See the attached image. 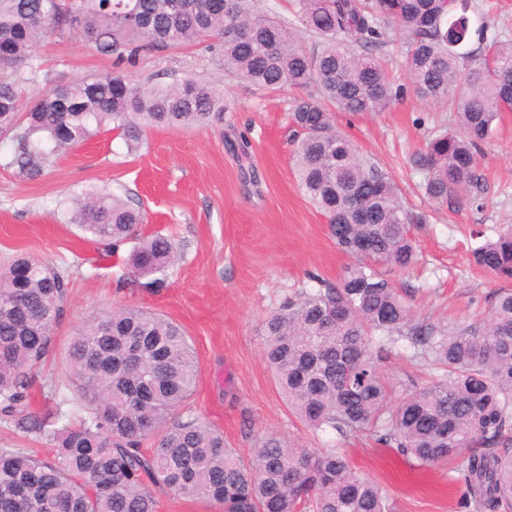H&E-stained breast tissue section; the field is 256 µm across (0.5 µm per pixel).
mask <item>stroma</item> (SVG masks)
<instances>
[{"label": "stroma", "instance_id": "1", "mask_svg": "<svg viewBox=\"0 0 512 512\" xmlns=\"http://www.w3.org/2000/svg\"><path fill=\"white\" fill-rule=\"evenodd\" d=\"M35 55L43 88L112 71L116 63L73 36L50 37ZM123 70L163 86L207 80L223 89L232 110L211 128L151 130L133 152L115 131L102 129L53 156L34 181L19 177L10 164L11 143L0 142V264L24 253L70 278L53 350L32 376V410L54 412L50 387L64 383L67 347L93 316L135 306L164 314L186 330L198 377L180 412L209 422L243 460H251L256 441L268 435L314 451L341 448L357 471L380 485L393 512H471L453 480L456 463L425 467L369 435L308 428L283 402L263 358L265 319L300 294L335 285L352 263L293 173L288 115L303 90H262L228 77L211 37L142 52ZM337 122L389 172L408 209L429 215L415 233L417 263L389 273L416 319L471 321L501 286L469 258L480 243L476 231L492 238L502 225L512 224V112L504 113L481 161L480 209L465 200L450 207L428 201L419 188L421 174L408 164L432 128H455L456 115L445 105L408 94L382 111L341 114ZM244 138L245 158L239 147ZM100 190L144 212L140 235L170 234L179 242L181 257L162 284L128 276L132 244L104 255L91 235L70 223L75 201ZM0 448L37 459L54 454L43 436L1 419Z\"/></svg>", "mask_w": 512, "mask_h": 512}]
</instances>
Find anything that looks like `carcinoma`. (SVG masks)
<instances>
[{
	"instance_id": "1",
	"label": "carcinoma",
	"mask_w": 512,
	"mask_h": 512,
	"mask_svg": "<svg viewBox=\"0 0 512 512\" xmlns=\"http://www.w3.org/2000/svg\"><path fill=\"white\" fill-rule=\"evenodd\" d=\"M312 37L304 47L287 20L254 0H0V141L29 180L51 157L112 127L130 150L151 129L208 128L229 102L208 82L161 87L122 72L91 74L23 97L37 82L34 48L55 33L80 37L134 62L146 48L221 38L224 72L264 89L312 87L291 114L293 168L326 219L336 247L354 259L334 288L288 302L263 325V355L288 408L308 427L367 433L422 465L468 450L455 481L473 512H512V288H499L479 324L418 322L382 271L417 260L414 225L390 176L338 130V112H378L405 92L450 104L457 126L433 132L408 158L424 195L454 205L481 193L480 159L497 121L512 112V40L487 34L473 0H293ZM405 35L406 70L392 79L372 50ZM70 219L117 252L143 222L118 195L76 202ZM180 245L139 239L130 272L171 267ZM472 263L512 282V225L471 252ZM65 272L19 256L0 268V414L55 443L47 462L0 448V512H158L155 490L213 501L224 512H392L388 498L341 448L311 451L267 436L244 463L223 436L177 408L192 394L190 337L163 315L121 306L95 317L68 346L73 393L85 415L27 409L32 372L65 312ZM405 339L437 378L390 406L400 382L384 366ZM157 435L153 447L143 440Z\"/></svg>"
}]
</instances>
